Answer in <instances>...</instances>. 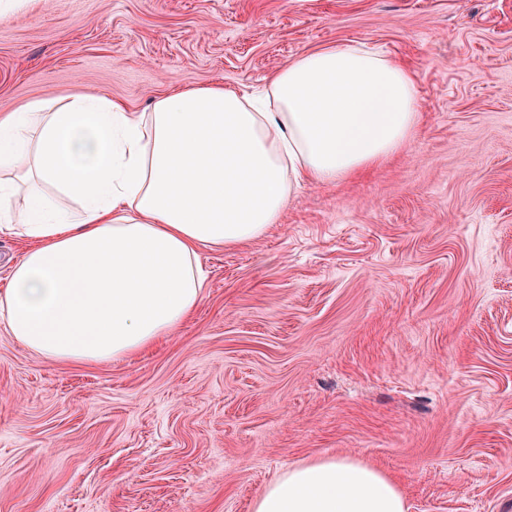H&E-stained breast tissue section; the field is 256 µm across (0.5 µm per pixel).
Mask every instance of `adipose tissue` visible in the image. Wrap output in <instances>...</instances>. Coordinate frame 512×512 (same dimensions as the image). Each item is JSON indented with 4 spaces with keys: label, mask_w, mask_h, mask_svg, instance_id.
Segmentation results:
<instances>
[{
    "label": "adipose tissue",
    "mask_w": 512,
    "mask_h": 512,
    "mask_svg": "<svg viewBox=\"0 0 512 512\" xmlns=\"http://www.w3.org/2000/svg\"><path fill=\"white\" fill-rule=\"evenodd\" d=\"M409 71L353 43L300 54L262 101L223 85L127 111L98 94L0 115V232L31 240L0 289V321L47 362L112 361L197 307L199 250L279 223L301 181L333 184L417 132ZM254 512H407L400 486L350 457L289 468Z\"/></svg>",
    "instance_id": "1"
}]
</instances>
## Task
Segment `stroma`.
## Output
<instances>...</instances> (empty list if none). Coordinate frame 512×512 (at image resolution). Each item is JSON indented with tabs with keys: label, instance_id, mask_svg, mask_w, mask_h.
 I'll list each match as a JSON object with an SVG mask.
<instances>
[{
	"label": "stroma",
	"instance_id": "stroma-1",
	"mask_svg": "<svg viewBox=\"0 0 512 512\" xmlns=\"http://www.w3.org/2000/svg\"><path fill=\"white\" fill-rule=\"evenodd\" d=\"M349 42L414 75L397 155L202 249L196 310L125 359L47 363L0 324V512H252L325 456L408 512H512V0H28L0 14V113L251 92Z\"/></svg>",
	"mask_w": 512,
	"mask_h": 512
}]
</instances>
